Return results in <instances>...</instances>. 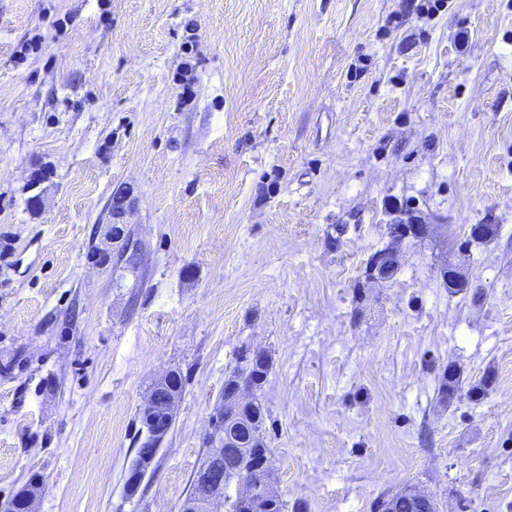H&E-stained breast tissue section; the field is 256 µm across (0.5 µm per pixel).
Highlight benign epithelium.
Returning <instances> with one entry per match:
<instances>
[{
  "label": "benign epithelium",
  "instance_id": "7a95c632",
  "mask_svg": "<svg viewBox=\"0 0 512 512\" xmlns=\"http://www.w3.org/2000/svg\"><path fill=\"white\" fill-rule=\"evenodd\" d=\"M427 231V225L419 220L411 224L388 225L389 236L395 244L411 236L422 238ZM386 253L389 254V262L385 264L380 263L376 256L371 258L368 266L370 280L385 282L392 277L396 270L395 251L390 248ZM182 392L177 373L170 370L155 381L139 408L138 420L144 437L125 475V486L130 493L139 489L169 435ZM256 401L257 388L254 385L227 376L222 400L211 416L206 434L207 447L211 452L196 471V478L205 484L206 493L187 498L181 512H214L216 505L224 504L228 481L224 479V469L217 463L224 460L226 448L236 449L231 470L237 485L235 499L248 505V512H273L275 504L281 501L274 490L273 478L266 473L264 459L254 453L256 448L266 447L264 424L253 414Z\"/></svg>",
  "mask_w": 512,
  "mask_h": 512
}]
</instances>
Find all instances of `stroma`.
<instances>
[{
	"mask_svg": "<svg viewBox=\"0 0 512 512\" xmlns=\"http://www.w3.org/2000/svg\"><path fill=\"white\" fill-rule=\"evenodd\" d=\"M420 2L0 0V512H180L244 349L287 512H512V0ZM392 200L429 233L375 285ZM447 372L448 376H447ZM439 387L437 391V397L440 403H444L448 398V405L451 404V400L461 395L462 391V380L460 372L455 370L452 366L448 367L447 370H443L438 377ZM183 387L175 370L167 371L153 384L149 395L139 408L140 442L134 462L125 475V486L135 493L151 468L161 445L169 435L177 417Z\"/></svg>",
	"mask_w": 512,
	"mask_h": 512,
	"instance_id": "obj_1",
	"label": "stroma"
}]
</instances>
